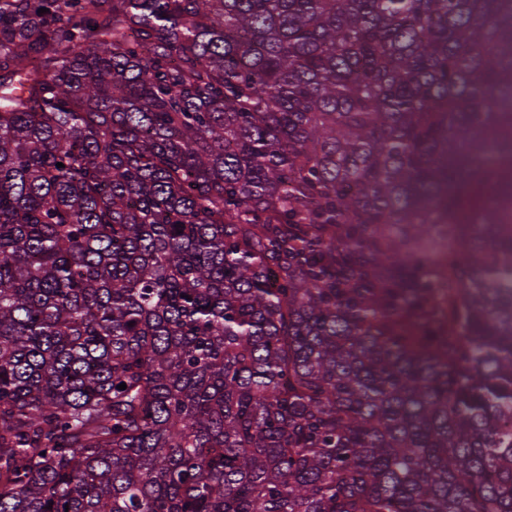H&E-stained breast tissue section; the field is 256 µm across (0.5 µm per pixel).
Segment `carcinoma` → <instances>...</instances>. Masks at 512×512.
<instances>
[{
	"instance_id": "1",
	"label": "carcinoma",
	"mask_w": 512,
	"mask_h": 512,
	"mask_svg": "<svg viewBox=\"0 0 512 512\" xmlns=\"http://www.w3.org/2000/svg\"><path fill=\"white\" fill-rule=\"evenodd\" d=\"M508 96L512 0H0V512H512Z\"/></svg>"
}]
</instances>
